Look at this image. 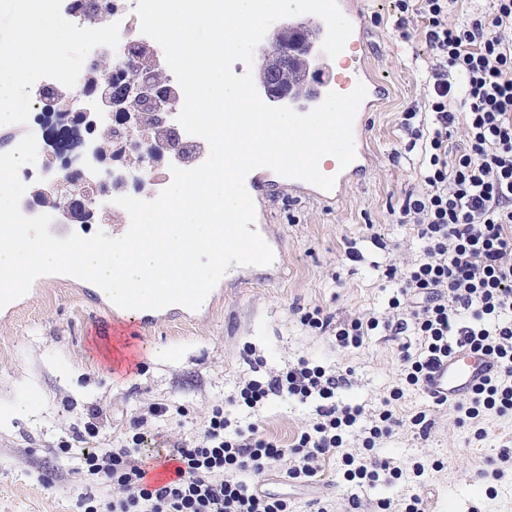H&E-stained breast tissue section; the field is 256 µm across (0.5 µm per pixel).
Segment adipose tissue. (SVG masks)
Instances as JSON below:
<instances>
[{
    "instance_id": "1",
    "label": "adipose tissue",
    "mask_w": 512,
    "mask_h": 512,
    "mask_svg": "<svg viewBox=\"0 0 512 512\" xmlns=\"http://www.w3.org/2000/svg\"><path fill=\"white\" fill-rule=\"evenodd\" d=\"M24 54L8 46L0 48V124L11 118V109L23 95L24 83L38 79L45 65L54 62L52 33L56 24L54 0H14Z\"/></svg>"
}]
</instances>
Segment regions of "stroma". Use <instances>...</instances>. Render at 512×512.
<instances>
[{"label":"stroma","instance_id":"1","mask_svg":"<svg viewBox=\"0 0 512 512\" xmlns=\"http://www.w3.org/2000/svg\"><path fill=\"white\" fill-rule=\"evenodd\" d=\"M363 2L373 74L387 88L383 104L366 116L375 164L330 208L297 200L284 187L271 192V232L285 246L279 278L225 288L222 302L199 315L159 321L137 339L131 361L114 358L117 339L100 328L102 311L75 286L46 285L11 319L0 320V512H82L89 487L72 473L61 444L117 447L133 420L159 402L185 410L148 424L152 443L172 446L200 431L212 407L227 404L242 382L265 380L302 359L346 375L340 402L371 410L400 386L398 411H428L433 425L426 435L398 428L373 450L406 471L417 461L428 465L424 487L402 478L346 480L344 453L364 452L348 434L343 454L333 455L312 482L286 480L276 469L261 476L264 490L287 499L290 512H309L318 499L332 500L335 512H402L415 492L427 512H512V473L499 481L488 476L512 441V413H486V436L475 440L452 407L403 386L401 348L419 350L412 333L396 336L380 325L360 347L343 348L331 333L301 321L318 308L337 324L357 316L382 322L396 294L390 266L422 255L415 232L400 221L405 192L421 188V153L408 150L401 118L407 107L422 104V78L435 59L417 34L419 20L410 23L411 39L400 37L396 0ZM350 246L352 258L345 255ZM316 406L273 398L237 416L241 427L256 425L286 445L313 422Z\"/></svg>","mask_w":512,"mask_h":512}]
</instances>
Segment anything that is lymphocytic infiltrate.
I'll list each match as a JSON object with an SVG mask.
<instances>
[{"label": "lymphocytic infiltrate", "mask_w": 512, "mask_h": 512, "mask_svg": "<svg viewBox=\"0 0 512 512\" xmlns=\"http://www.w3.org/2000/svg\"><path fill=\"white\" fill-rule=\"evenodd\" d=\"M465 0H397L400 15L425 21L422 34L434 53L424 103L405 110L403 124L423 156L422 192L407 193L401 213L422 243L423 257L405 270L390 268L400 292L393 299L396 333L413 331L419 353L403 352L402 374L408 385L426 390L432 370L460 348L493 356L498 371L458 402L461 424L482 437L485 412H512V0H495L493 11L470 12L461 22L450 14ZM464 84H457V75ZM462 130L463 149L449 151L454 130ZM417 298L402 308L401 296ZM313 329L332 327L330 317L306 314ZM376 319L355 318L336 330L341 347H357ZM343 378L320 365L300 361L269 376L245 381L238 402L256 407L272 397L299 402L317 400L316 419L290 445L260 435L256 427H233L229 410L213 408L194 436L165 449L176 462V477L156 486L148 477L152 453L145 450L143 429L149 418L167 416L165 403L136 417L135 433L117 448H77L74 473L107 486L118 495L90 497L85 512H288L286 499L263 491L257 475L281 466L291 480L310 481L329 455L353 431L363 406L341 405L336 391ZM393 391L384 398L362 439L363 447L411 425L427 431L426 412L400 417Z\"/></svg>", "instance_id": "1"}]
</instances>
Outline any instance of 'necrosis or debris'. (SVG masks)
Listing matches in <instances>:
<instances>
[{"instance_id":"1","label":"necrosis or debris","mask_w":512,"mask_h":512,"mask_svg":"<svg viewBox=\"0 0 512 512\" xmlns=\"http://www.w3.org/2000/svg\"><path fill=\"white\" fill-rule=\"evenodd\" d=\"M58 7L77 30L101 44L120 42L124 52L118 59L101 52L76 67L69 63L68 51H61V64L44 72L33 94L16 105V125H27L31 113L37 112L54 131L53 137L37 139L38 147L46 151L42 168L26 167L19 173L21 181L30 186L20 210L28 217L47 214L59 220V210L44 202L41 190L55 160L61 159L64 174L77 180L92 201L90 214L80 218L89 224L111 216L112 196L128 182L125 171L111 168L110 159L143 155L158 162L168 151L164 138L156 134L125 131L113 117L111 102L122 97L142 70L152 71L164 85L174 88L178 82L170 68L158 66L162 48L142 38L131 0H58Z\"/></svg>"}]
</instances>
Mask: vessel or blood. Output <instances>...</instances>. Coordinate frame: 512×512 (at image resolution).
<instances>
[{
	"instance_id": "b4317fda",
	"label": "vessel or blood",
	"mask_w": 512,
	"mask_h": 512,
	"mask_svg": "<svg viewBox=\"0 0 512 512\" xmlns=\"http://www.w3.org/2000/svg\"><path fill=\"white\" fill-rule=\"evenodd\" d=\"M342 13L350 20L353 31L346 46L351 49L350 85L364 84L367 96L362 102L354 121L355 158L344 169L336 170V181L332 190L325 191L310 183L298 179L283 177L273 170L260 167L251 171L246 180L251 187L250 196L256 210L255 228L273 249H281L282 242L271 234L267 224L268 214L265 208V189L270 185L288 187L295 194L329 207L338 203L344 189L351 183L356 172L370 170L374 158L367 147L366 114L373 111L386 96V88L372 75L367 59L370 48L366 41L368 34L367 15L361 0H337ZM272 274L268 267L239 265L229 269L223 276L224 283H243L253 279L268 281ZM97 304L104 310L106 318L103 328H123L130 336H140L153 328L157 322L170 315L191 316V309L172 304L161 309L127 310L116 306L105 292H97ZM497 367L490 356L471 350H460L448 360L436 366L428 382V393L432 396L448 397L458 401L469 396L480 381Z\"/></svg>"
}]
</instances>
